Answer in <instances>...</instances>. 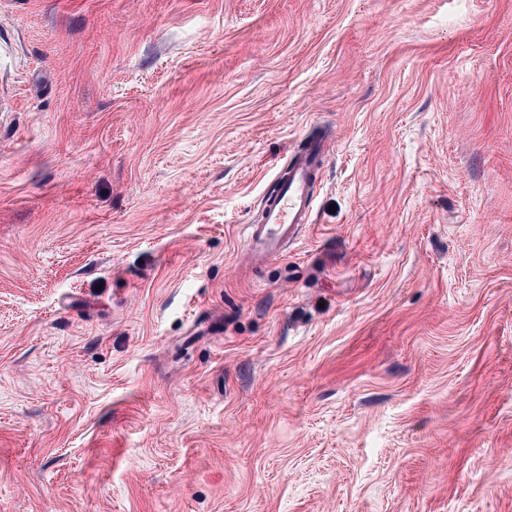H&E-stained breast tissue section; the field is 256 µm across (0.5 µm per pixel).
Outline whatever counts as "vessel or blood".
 <instances>
[{"instance_id": "b4317fda", "label": "vessel or blood", "mask_w": 512, "mask_h": 512, "mask_svg": "<svg viewBox=\"0 0 512 512\" xmlns=\"http://www.w3.org/2000/svg\"><path fill=\"white\" fill-rule=\"evenodd\" d=\"M328 150V143H314L282 170L275 195L262 204L260 222L246 227L245 246L252 263L262 265L281 257L300 238L310 222L313 187Z\"/></svg>"}]
</instances>
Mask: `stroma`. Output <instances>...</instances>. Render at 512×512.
Returning a JSON list of instances; mask_svg holds the SVG:
<instances>
[{"label":"stroma","mask_w":512,"mask_h":512,"mask_svg":"<svg viewBox=\"0 0 512 512\" xmlns=\"http://www.w3.org/2000/svg\"><path fill=\"white\" fill-rule=\"evenodd\" d=\"M0 512H512V0H0ZM328 150L329 143L316 142L282 170L276 194L262 203L260 222L246 227L245 246L252 263L261 266L281 257L300 238L310 222L313 187Z\"/></svg>","instance_id":"35a3bbf8"}]
</instances>
